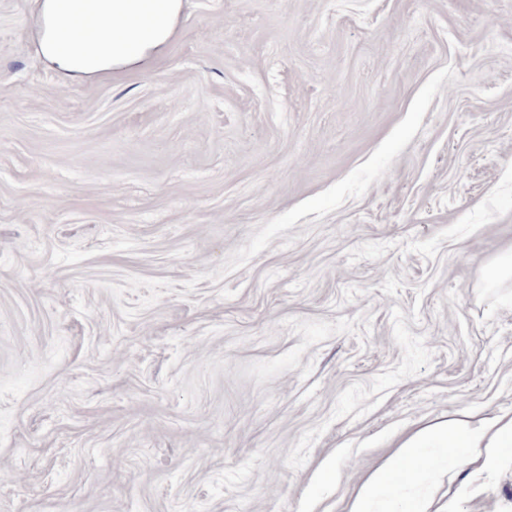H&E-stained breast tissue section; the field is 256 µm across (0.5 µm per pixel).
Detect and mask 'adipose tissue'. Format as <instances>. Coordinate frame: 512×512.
Instances as JSON below:
<instances>
[{
    "instance_id": "1",
    "label": "adipose tissue",
    "mask_w": 512,
    "mask_h": 512,
    "mask_svg": "<svg viewBox=\"0 0 512 512\" xmlns=\"http://www.w3.org/2000/svg\"><path fill=\"white\" fill-rule=\"evenodd\" d=\"M182 6V0H97V20L93 25L96 42L111 44V58L79 63L54 51L45 36L39 42L40 54L66 77L139 64L167 44ZM403 448L402 461L379 470L363 484L349 512H370V504L395 476L413 473L423 465L424 449L466 448L483 453L485 461H493L512 448V414H498L476 425H437L409 438Z\"/></svg>"
}]
</instances>
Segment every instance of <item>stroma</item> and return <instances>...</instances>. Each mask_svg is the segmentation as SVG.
Wrapping results in <instances>:
<instances>
[{"label": "stroma", "mask_w": 512, "mask_h": 512, "mask_svg": "<svg viewBox=\"0 0 512 512\" xmlns=\"http://www.w3.org/2000/svg\"><path fill=\"white\" fill-rule=\"evenodd\" d=\"M0 0V512H348L512 412V0H183L48 70ZM428 451L377 512H512ZM97 21V45L111 41L112 58L78 63L53 50L47 32L41 36L39 50L45 61L65 77L90 75L112 66L113 70L141 63L158 53L173 34L183 6L182 0H93ZM512 447V414L503 413L476 425H437L409 438L403 459L379 470L360 488L349 512H371L369 505L385 491L399 474H412L423 465V448H466L484 454L491 463L501 452Z\"/></svg>", "instance_id": "35a3bbf8"}]
</instances>
